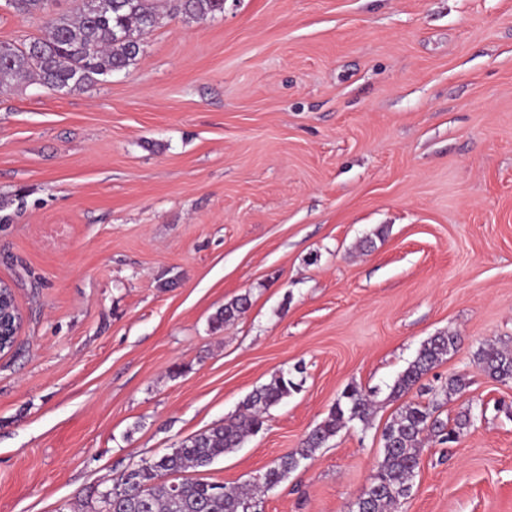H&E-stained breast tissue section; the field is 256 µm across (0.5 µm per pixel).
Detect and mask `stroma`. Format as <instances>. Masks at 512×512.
I'll return each mask as SVG.
<instances>
[{
    "mask_svg": "<svg viewBox=\"0 0 512 512\" xmlns=\"http://www.w3.org/2000/svg\"><path fill=\"white\" fill-rule=\"evenodd\" d=\"M84 89L0 87V281L24 322L0 355V512H66L234 413L278 372L298 393L190 479L238 486L298 448L351 385L373 394L258 498L350 512L440 332L460 348L395 512H512V0H225L164 15ZM248 310L214 327L224 304ZM169 2H174V10L197 19L221 14L224 11V0H170ZM462 339L452 331L440 332L423 342L416 358L398 376L391 388V396L400 398L408 393L425 375L456 352ZM476 366L485 375L499 382L512 380V348L489 343L477 350Z\"/></svg>",
    "mask_w": 512,
    "mask_h": 512,
    "instance_id": "obj_1",
    "label": "stroma"
}]
</instances>
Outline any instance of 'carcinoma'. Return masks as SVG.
I'll use <instances>...</instances> for the list:
<instances>
[{
	"mask_svg": "<svg viewBox=\"0 0 512 512\" xmlns=\"http://www.w3.org/2000/svg\"><path fill=\"white\" fill-rule=\"evenodd\" d=\"M58 0H6L19 15L39 16L45 34L22 44L0 41V85L35 78L56 91H74L99 76L120 71L141 53L138 36L150 32L162 19L155 0H112L107 12L76 7L57 12ZM173 9L203 19L224 13V0H172ZM249 300L239 296L224 304L213 317L215 327L245 312ZM462 339L452 331L441 332L423 342L416 358L398 376L391 396L400 398L425 375L456 352ZM476 366L499 382L512 380V348L489 343L477 350ZM469 386L464 375H452L428 402L404 403L383 431V458L373 485L357 498L351 512H392L397 502L408 496L420 466L422 443L429 435L441 444L455 442L471 423L465 414L455 427L435 413L448 396ZM300 384L282 373L250 392L238 412L224 422L191 436L170 452L129 470L105 488L106 502L97 499L91 512H250L254 499L263 490L280 484L300 460L315 452L354 420L366 423L375 409L371 395L357 387L348 388L331 406L324 420L302 440L300 447L280 456L253 482L228 487L218 482L186 480L172 483L167 477L189 469L206 468L216 459L242 446L245 438L259 432L267 411L297 391Z\"/></svg>",
	"mask_w": 512,
	"mask_h": 512,
	"instance_id": "obj_1",
	"label": "carcinoma"
}]
</instances>
